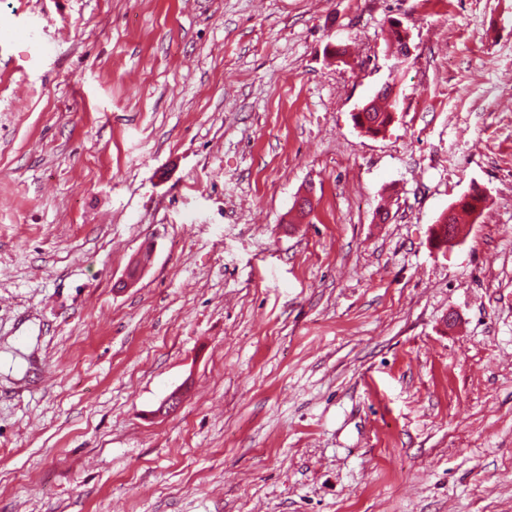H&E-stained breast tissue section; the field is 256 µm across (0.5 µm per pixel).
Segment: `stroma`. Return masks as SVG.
I'll list each match as a JSON object with an SVG mask.
<instances>
[{
	"instance_id": "obj_1",
	"label": "stroma",
	"mask_w": 512,
	"mask_h": 512,
	"mask_svg": "<svg viewBox=\"0 0 512 512\" xmlns=\"http://www.w3.org/2000/svg\"><path fill=\"white\" fill-rule=\"evenodd\" d=\"M2 26L0 512H512V0ZM386 89V90H385ZM392 92V96L396 97V83L391 82L385 84L377 96L353 115L355 124L367 135L378 136L385 133L388 126L393 122L397 107L390 101L388 90ZM397 102L399 99L397 96ZM364 109V110H363ZM363 112H360L362 111ZM485 197L480 192H474L470 195H467L463 198H461L458 201V204H456L453 207V214L451 218V223L453 224L455 229L457 230V233L459 234V218L456 213V208L459 207L463 212H467L470 215L474 216V219L477 218L484 206L485 203Z\"/></svg>"
}]
</instances>
